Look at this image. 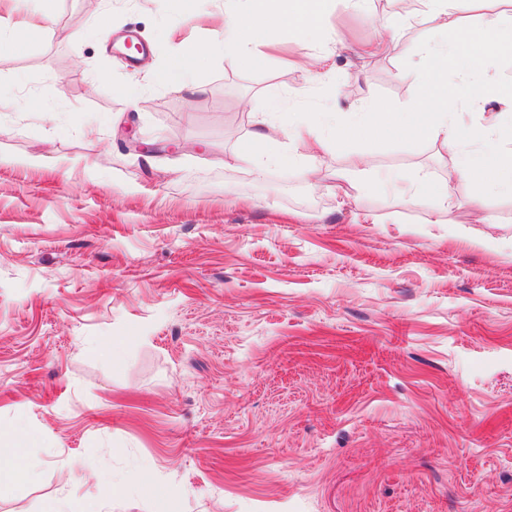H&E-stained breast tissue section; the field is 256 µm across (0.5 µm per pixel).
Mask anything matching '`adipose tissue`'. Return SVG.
Masks as SVG:
<instances>
[{"label":"adipose tissue","mask_w":512,"mask_h":512,"mask_svg":"<svg viewBox=\"0 0 512 512\" xmlns=\"http://www.w3.org/2000/svg\"><path fill=\"white\" fill-rule=\"evenodd\" d=\"M418 17L430 22L435 41L430 42L422 60L430 81L419 100L398 111L385 105L372 106L365 120L344 123L341 116H326L322 125H303L289 131L295 146L289 163L300 166V173L316 179L315 169L305 166L304 158L325 151L330 141L325 126L336 129L337 143L367 134L376 138L393 135L426 141L447 148L452 165L447 179L431 188L422 183L395 185L397 199L428 192L437 205L431 223H440L447 210L454 183L467 181L476 185L479 197L473 202L474 221L490 223L484 198L493 193L512 195V150L499 149L498 141L512 140V123L493 125L476 133L480 148H471L462 137L451 115L455 112H512V85L499 86L484 78V66L492 59H512V13L489 11L477 21L464 23L459 15L458 0H418ZM326 0H224V24L215 39L230 55L248 52L250 39L271 29H283L299 35L317 30L324 18ZM460 64L469 73L464 85L449 86V64ZM266 134L252 131L235 149L225 155V165L244 167L256 177L266 169Z\"/></svg>","instance_id":"ef3b65f1"}]
</instances>
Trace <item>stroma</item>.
Returning <instances> with one entry per match:
<instances>
[{"instance_id": "stroma-1", "label": "stroma", "mask_w": 512, "mask_h": 512, "mask_svg": "<svg viewBox=\"0 0 512 512\" xmlns=\"http://www.w3.org/2000/svg\"><path fill=\"white\" fill-rule=\"evenodd\" d=\"M103 5L105 25L57 0L55 29L0 49V439L32 436L0 512H512V196L475 224L460 182L429 223L381 179L447 178L426 141L329 149L316 185L282 161L288 127L418 97L425 73L399 74L428 27L357 53L407 0H327L259 63L215 49L196 93L134 96L211 42L224 0L188 22L180 0ZM305 51L325 59L312 85ZM273 99L264 176L225 166ZM356 151L375 175L346 203ZM207 50V46L198 43H184L181 46L180 53L171 63V65L163 72L158 74L149 72L145 75L144 80L148 82L160 81L165 84L184 90L187 88L186 73L189 67L195 63Z\"/></svg>"}]
</instances>
